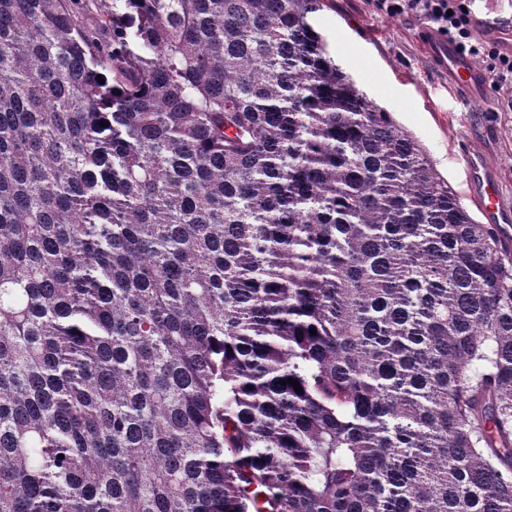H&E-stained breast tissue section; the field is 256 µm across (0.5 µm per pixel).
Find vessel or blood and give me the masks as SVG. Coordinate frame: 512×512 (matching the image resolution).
I'll use <instances>...</instances> for the list:
<instances>
[{"mask_svg": "<svg viewBox=\"0 0 512 512\" xmlns=\"http://www.w3.org/2000/svg\"><path fill=\"white\" fill-rule=\"evenodd\" d=\"M422 48L433 69L457 92L462 106L482 101L484 78L471 59L448 39L429 26L418 33ZM466 200L475 205L490 224H512V208L501 199L498 180L481 156L464 157Z\"/></svg>", "mask_w": 512, "mask_h": 512, "instance_id": "1", "label": "vessel or blood"}]
</instances>
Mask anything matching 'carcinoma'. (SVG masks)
<instances>
[{"mask_svg":"<svg viewBox=\"0 0 512 512\" xmlns=\"http://www.w3.org/2000/svg\"><path fill=\"white\" fill-rule=\"evenodd\" d=\"M94 2L0 0V512H512V246L326 0Z\"/></svg>","mask_w":512,"mask_h":512,"instance_id":"carcinoma-1","label":"carcinoma"}]
</instances>
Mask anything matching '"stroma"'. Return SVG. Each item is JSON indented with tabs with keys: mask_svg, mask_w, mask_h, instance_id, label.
Wrapping results in <instances>:
<instances>
[{
	"mask_svg": "<svg viewBox=\"0 0 512 512\" xmlns=\"http://www.w3.org/2000/svg\"><path fill=\"white\" fill-rule=\"evenodd\" d=\"M310 22L337 63L419 140L455 191L464 189L458 159L469 150L495 169L512 205V112L496 111L491 88L486 101L460 106L422 51L419 20L380 14L368 0H334ZM398 73L411 76V84L396 83Z\"/></svg>",
	"mask_w": 512,
	"mask_h": 512,
	"instance_id": "1",
	"label": "stroma"
}]
</instances>
